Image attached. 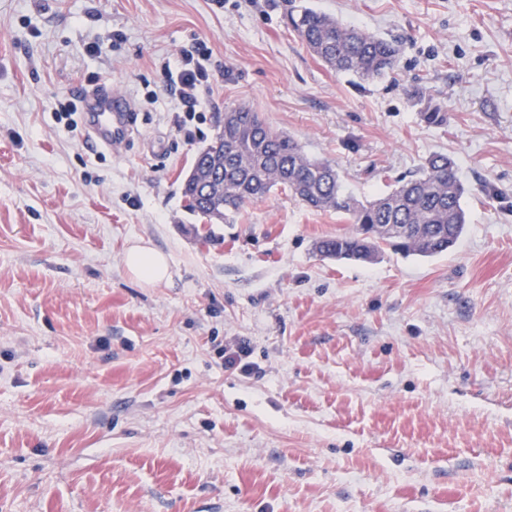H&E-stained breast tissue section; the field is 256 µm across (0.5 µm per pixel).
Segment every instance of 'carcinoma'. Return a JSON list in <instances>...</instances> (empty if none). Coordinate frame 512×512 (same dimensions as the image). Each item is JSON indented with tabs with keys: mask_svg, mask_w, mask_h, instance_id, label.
<instances>
[{
	"mask_svg": "<svg viewBox=\"0 0 512 512\" xmlns=\"http://www.w3.org/2000/svg\"><path fill=\"white\" fill-rule=\"evenodd\" d=\"M288 22L309 52L338 73L374 81L399 66L401 47L392 38L306 5L291 6ZM411 97L421 106L425 124H448L442 103L420 89ZM213 142L218 149L198 152L182 183L185 209L206 224L231 223L248 203L279 190L312 210L333 211L357 225L354 234L317 242V251L326 257L370 262L384 246L407 256L433 257L454 247L465 231L466 188L455 160L446 154L430 155L417 173L363 200L343 191L335 165L309 156L246 104L224 113Z\"/></svg>",
	"mask_w": 512,
	"mask_h": 512,
	"instance_id": "cac0c4a2",
	"label": "carcinoma"
}]
</instances>
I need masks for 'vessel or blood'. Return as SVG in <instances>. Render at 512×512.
<instances>
[{
    "instance_id": "vessel-or-blood-1",
    "label": "vessel or blood",
    "mask_w": 512,
    "mask_h": 512,
    "mask_svg": "<svg viewBox=\"0 0 512 512\" xmlns=\"http://www.w3.org/2000/svg\"><path fill=\"white\" fill-rule=\"evenodd\" d=\"M87 109L92 114L95 134L104 145L116 149L127 142L137 122V113L127 95L116 93L107 83H98L87 100Z\"/></svg>"
}]
</instances>
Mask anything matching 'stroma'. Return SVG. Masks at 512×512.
<instances>
[{
	"instance_id": "stroma-1",
	"label": "stroma",
	"mask_w": 512,
	"mask_h": 512,
	"mask_svg": "<svg viewBox=\"0 0 512 512\" xmlns=\"http://www.w3.org/2000/svg\"><path fill=\"white\" fill-rule=\"evenodd\" d=\"M307 3L397 39L395 74L323 65L286 0H0V512H512V0ZM198 41L180 130L161 66ZM95 73L123 149L54 121ZM242 102L359 197L450 155L464 235L336 260L354 225L281 192L202 225L181 183ZM139 241L170 281L128 274ZM241 339L261 377L225 370ZM87 111L92 112L91 126L98 139L113 149L127 142L138 116L131 99L112 91L105 82L94 86L87 99ZM416 105L421 106L420 119L428 126L442 127L448 123V112L441 102L436 101L422 89H416L411 94ZM123 261L126 271L146 286L158 285L172 276L169 256L148 243L132 244Z\"/></svg>"
}]
</instances>
